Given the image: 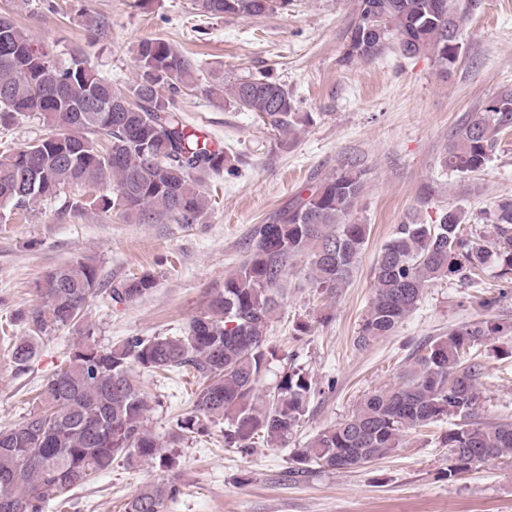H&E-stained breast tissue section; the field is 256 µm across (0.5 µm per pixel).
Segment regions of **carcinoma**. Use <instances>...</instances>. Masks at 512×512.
Instances as JSON below:
<instances>
[{
  "label": "carcinoma",
  "mask_w": 512,
  "mask_h": 512,
  "mask_svg": "<svg viewBox=\"0 0 512 512\" xmlns=\"http://www.w3.org/2000/svg\"><path fill=\"white\" fill-rule=\"evenodd\" d=\"M290 0H198L206 16L262 17ZM470 0H360L342 55L344 65L376 58L394 47L405 58L431 54L447 71L455 65ZM137 78L121 90L101 76L83 51L67 62L37 43L9 11L0 9V126L36 114L46 136L12 150L0 161V223L38 200H52L69 186L115 181L111 195L92 205L104 213L149 223L165 215L198 224L208 213L200 182L238 170L176 111V97L196 85L197 67L162 38L140 41ZM229 96L271 130L286 136L313 122L293 96L270 76L243 79ZM95 100L98 106L82 105ZM512 129V87H504L470 113L440 160L466 177L490 160L498 135ZM365 170L345 162L296 195L254 229L247 255L224 278L206 310L171 336H129L110 347L90 341L91 329L68 352L66 367L40 385L37 406L16 424L0 426V512H44L112 467L159 462L166 482L134 493L124 512H166L181 495L178 456L163 448L148 427L147 398L135 370L186 372L198 386L192 412L177 420L175 436L203 437L224 421V447L247 451L256 439L283 445L301 426L312 391L302 368H283L265 387L275 350L268 331L281 316L287 267L306 258L311 287L327 297L347 287L369 225L351 220ZM494 243L485 247L461 231L466 214L445 209L438 223L410 219L397 225L375 261L374 296L360 325L365 348L395 332L421 302L428 284L456 277L473 281L488 267L512 274V199L485 211ZM98 268L77 261L45 273L36 304L15 314L26 334L16 338L13 359L22 365L38 341L76 326L100 292ZM156 287L150 274L112 288L113 298L133 300ZM512 326L476 321L448 331L418 351L401 381L366 395L351 416L326 426L289 455L291 472L348 470L382 459L404 437L443 420L448 477L478 463H512V421L481 415L482 365L467 350Z\"/></svg>",
  "instance_id": "carcinoma-1"
}]
</instances>
